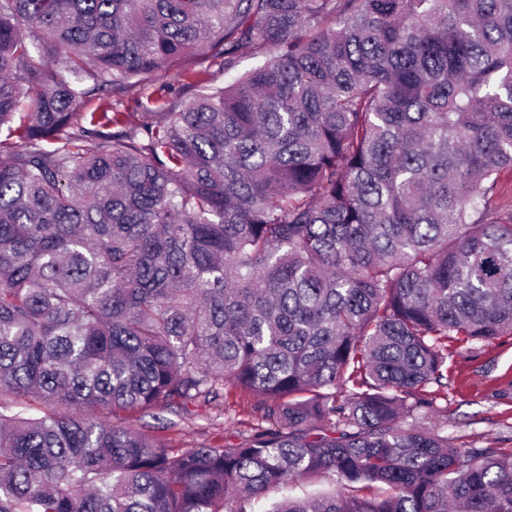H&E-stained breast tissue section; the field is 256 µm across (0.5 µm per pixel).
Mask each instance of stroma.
Masks as SVG:
<instances>
[{
    "label": "stroma",
    "mask_w": 512,
    "mask_h": 512,
    "mask_svg": "<svg viewBox=\"0 0 512 512\" xmlns=\"http://www.w3.org/2000/svg\"><path fill=\"white\" fill-rule=\"evenodd\" d=\"M188 82L175 67L147 88L106 101L91 99L85 109L121 112L135 125L162 100L178 103L192 97ZM447 376L448 386L437 403L443 409L439 426L449 441L512 448V335L472 345L449 342ZM258 416L256 397L235 391L223 401L190 406L185 413L134 412L130 420L141 432L184 449L237 442Z\"/></svg>",
    "instance_id": "stroma-1"
}]
</instances>
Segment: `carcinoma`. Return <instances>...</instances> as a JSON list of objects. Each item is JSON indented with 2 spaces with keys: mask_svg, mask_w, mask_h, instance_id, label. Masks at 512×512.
<instances>
[{
  "mask_svg": "<svg viewBox=\"0 0 512 512\" xmlns=\"http://www.w3.org/2000/svg\"><path fill=\"white\" fill-rule=\"evenodd\" d=\"M260 67L119 129L90 93ZM113 125L106 135L96 127ZM0 512H512L448 339L512 334V0H0ZM257 397L232 445L112 413ZM264 57L253 55L249 52H244L237 59V64L234 70L230 72H224V69L219 65H209V62L204 64L197 63H183L182 66H186L184 70H205L207 69V81L204 85H208L209 88L224 87L232 83L238 76L243 75L253 69L259 67L264 62Z\"/></svg>",
  "mask_w": 512,
  "mask_h": 512,
  "instance_id": "obj_1",
  "label": "carcinoma"
}]
</instances>
